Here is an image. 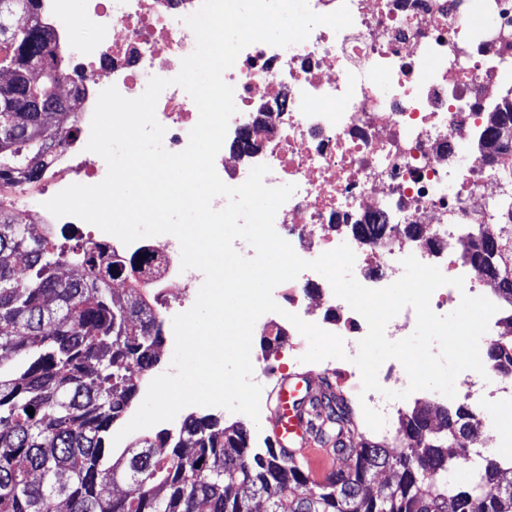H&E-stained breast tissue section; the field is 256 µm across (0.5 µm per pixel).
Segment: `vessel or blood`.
<instances>
[{"label": "vessel or blood", "mask_w": 512, "mask_h": 512, "mask_svg": "<svg viewBox=\"0 0 512 512\" xmlns=\"http://www.w3.org/2000/svg\"><path fill=\"white\" fill-rule=\"evenodd\" d=\"M312 394L306 377L283 375L276 391L273 432L277 446L292 453L302 468L327 475L335 470L336 456L324 447L318 436L312 435L300 416L302 402Z\"/></svg>", "instance_id": "vessel-or-blood-1"}]
</instances>
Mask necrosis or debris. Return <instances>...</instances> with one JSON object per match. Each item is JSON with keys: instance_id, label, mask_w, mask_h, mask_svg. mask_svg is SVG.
I'll list each match as a JSON object with an SVG mask.
<instances>
[{"instance_id": "obj_1", "label": "necrosis or debris", "mask_w": 512, "mask_h": 512, "mask_svg": "<svg viewBox=\"0 0 512 512\" xmlns=\"http://www.w3.org/2000/svg\"><path fill=\"white\" fill-rule=\"evenodd\" d=\"M308 0L318 14L347 4L353 23L341 31L315 26L306 41L285 48L254 43L239 54L224 79L234 88L232 116L215 166L228 185L242 184L252 167L269 168L264 181L294 185L279 208L275 228L299 257L313 260L348 244L353 271L366 287L382 288L404 273L412 255L439 264L464 289L450 284L431 297L433 311L448 314L462 294L488 295L487 278L455 266L447 255L465 241L470 224H504L512 218L511 182L487 163L479 147L490 115L512 105V0ZM91 37L72 58L82 93L81 120L65 149L52 153L42 183L0 186V208L23 211L48 233L76 225L54 217L44 204L72 184L94 185L107 174L104 159L86 151L98 96L113 86L135 98L151 77H175L196 45L185 24L201 0H81ZM165 126L163 146L179 152L199 117L179 86L166 88L156 105ZM104 259L148 257L168 279L154 302L189 310L204 281L201 271L180 268V244L171 235L123 244L95 239ZM327 280L302 271L273 291L284 310L300 315ZM334 334L346 359L324 360L326 372L379 410L387 425L399 422L398 400L363 392L352 361L367 332L349 304L331 297ZM459 399L477 404L512 401V374L489 380L464 371Z\"/></svg>"}]
</instances>
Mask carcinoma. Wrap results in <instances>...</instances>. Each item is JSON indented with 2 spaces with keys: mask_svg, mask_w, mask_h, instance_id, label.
<instances>
[{
  "mask_svg": "<svg viewBox=\"0 0 512 512\" xmlns=\"http://www.w3.org/2000/svg\"><path fill=\"white\" fill-rule=\"evenodd\" d=\"M39 0H6L27 18L0 42L7 60L38 55L44 74L35 92L55 103L56 74L69 77L36 16ZM77 123L58 110L47 125L30 112L0 111V181H38L50 152L68 141ZM497 249L481 228L468 236L463 263L512 281V223L499 225ZM93 240L65 249L56 236H34L0 210V512H512V467L498 456L483 459L474 484L456 488L431 475L446 472L453 448L475 432V415L463 408L459 425L430 428L423 405L404 415L405 446L392 454L374 442L348 438L353 410L333 392L310 399L305 414L336 455L354 464L338 469L302 495L308 477L276 450L249 453L250 432L222 427L214 415L187 416L178 431H159L141 449L110 461L112 427L136 401L143 376L159 363L164 319L149 290L138 284L142 268L118 256L103 266ZM67 266L71 275L61 278ZM130 286L119 294L111 279ZM486 363L512 373V331L488 346ZM34 409L29 415L28 408ZM394 469L396 479L369 489L372 476ZM140 492L109 496L115 479Z\"/></svg>",
  "mask_w": 512,
  "mask_h": 512,
  "instance_id": "carcinoma-1",
  "label": "carcinoma"
}]
</instances>
